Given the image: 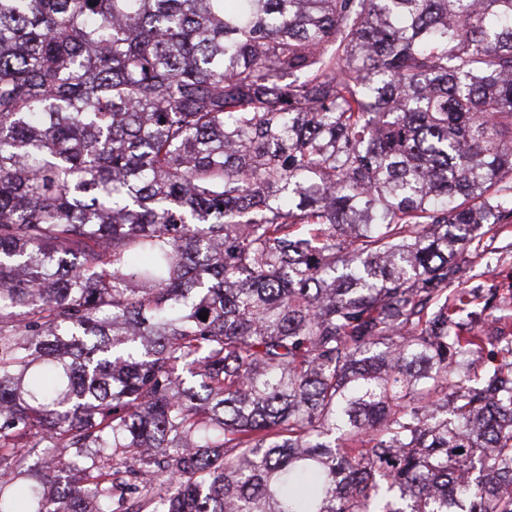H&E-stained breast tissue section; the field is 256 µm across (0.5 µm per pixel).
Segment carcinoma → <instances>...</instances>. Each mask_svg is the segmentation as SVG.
Masks as SVG:
<instances>
[{
  "instance_id": "cac0c4a2",
  "label": "carcinoma",
  "mask_w": 512,
  "mask_h": 512,
  "mask_svg": "<svg viewBox=\"0 0 512 512\" xmlns=\"http://www.w3.org/2000/svg\"><path fill=\"white\" fill-rule=\"evenodd\" d=\"M511 222L512 0H0V512H512ZM467 256L462 281L470 286L497 288L499 292L512 289V223L494 224L479 248L476 242L468 247ZM486 256L493 257L491 264H486Z\"/></svg>"
}]
</instances>
